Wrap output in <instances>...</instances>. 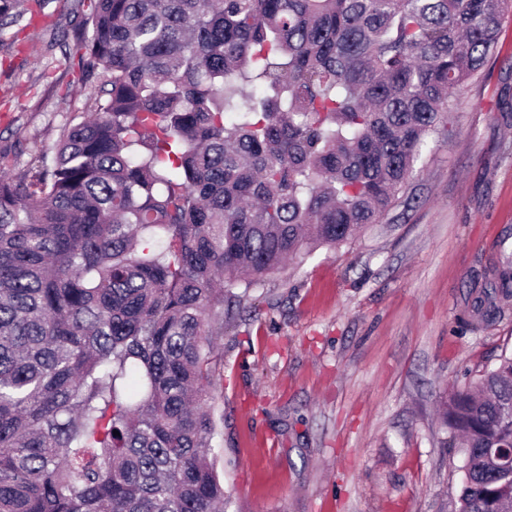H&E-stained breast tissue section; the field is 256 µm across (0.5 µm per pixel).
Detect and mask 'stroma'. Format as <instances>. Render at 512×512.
Masks as SVG:
<instances>
[{"mask_svg":"<svg viewBox=\"0 0 512 512\" xmlns=\"http://www.w3.org/2000/svg\"><path fill=\"white\" fill-rule=\"evenodd\" d=\"M81 0L0 34V152L23 175L100 82L64 44ZM379 223L224 304L218 472L227 512H456L438 404L512 354V303L469 330V281L512 249V19Z\"/></svg>","mask_w":512,"mask_h":512,"instance_id":"obj_1","label":"stroma"}]
</instances>
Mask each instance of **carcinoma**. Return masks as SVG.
Wrapping results in <instances>:
<instances>
[{"instance_id":"obj_1","label":"carcinoma","mask_w":512,"mask_h":512,"mask_svg":"<svg viewBox=\"0 0 512 512\" xmlns=\"http://www.w3.org/2000/svg\"><path fill=\"white\" fill-rule=\"evenodd\" d=\"M512 0H89L103 98L0 159V512H225L224 299L403 193ZM469 283L503 313L512 255ZM458 512H512V355L448 395ZM119 435H113V431Z\"/></svg>"}]
</instances>
